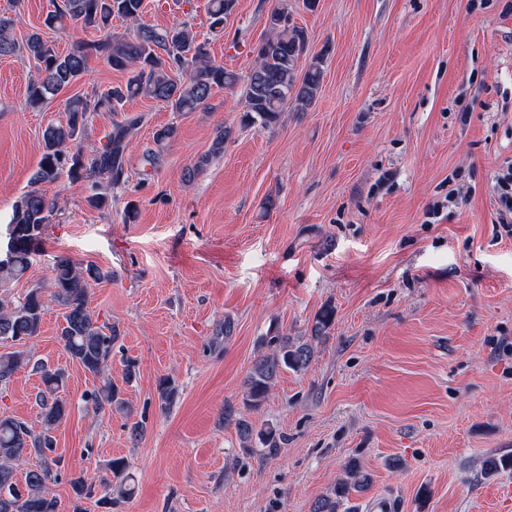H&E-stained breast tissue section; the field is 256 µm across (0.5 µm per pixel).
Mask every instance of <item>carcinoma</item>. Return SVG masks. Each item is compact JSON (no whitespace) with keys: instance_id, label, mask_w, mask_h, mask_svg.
Returning <instances> with one entry per match:
<instances>
[{"instance_id":"cac0c4a2","label":"carcinoma","mask_w":512,"mask_h":512,"mask_svg":"<svg viewBox=\"0 0 512 512\" xmlns=\"http://www.w3.org/2000/svg\"><path fill=\"white\" fill-rule=\"evenodd\" d=\"M43 25L51 31L67 25L103 32L98 40L81 42L68 52L59 51L43 37L42 31L29 33L24 41L14 37L11 22L0 18V57L19 56L34 61L37 78L27 92L33 108L42 107L48 96L79 79L87 69L90 55L102 56L117 71L129 73L125 83L101 93L73 95L65 105L63 119L49 125L42 135V154L37 169L30 177L29 189L13 204L10 224L13 225L15 249L11 261L0 264V286L22 277L31 256L42 239L48 224L62 211L58 197H49L45 186L62 176L72 182L91 183L87 203L98 209L112 204L113 190L124 185L125 163L132 139L142 117L126 116L112 121L106 142L86 151L82 143L87 126L99 112L117 113L136 97L163 102L174 112H194L204 106L214 90H232L240 77L210 59L206 45L196 42L188 26L156 28L142 21L144 0H51ZM235 6V0H209L211 26H222ZM129 23L132 33H111L112 18ZM307 42L303 30L294 24H270V34L252 47L255 65L245 79L242 121L258 124L264 129L281 122L288 105L303 110L320 91L322 60L312 59L305 70L300 60L306 55ZM112 277L109 271L93 265H80L66 256L57 257L50 275L51 291L30 289L23 298L7 301L0 294V341L21 346L39 336L44 312L54 303L62 310L63 322L59 342L73 364L94 376L101 374L112 358L118 339L116 330L89 309L91 284ZM335 320V309L324 305L310 326V338H292L286 334L272 336L261 345L268 350L259 355L248 372L244 386L243 406L259 409L280 373L301 372L314 356L311 340L325 336ZM33 364L41 374L43 388L35 396L43 428L37 433L27 423L10 416H0V512H59V503L51 495L48 483L65 468L64 458L57 453L53 432L67 416V402L60 395L66 380L62 368L50 369L18 349L0 354V383L8 381L17 368ZM161 409L170 408L178 396V387L169 378L157 385ZM87 399L103 408L119 413L130 412L121 389L107 382L87 394ZM235 411H224V421L235 422L242 447L258 442L264 448H278L281 436L273 427L255 430L252 422ZM35 456L38 464L25 469L24 478L17 471ZM482 473L496 475L512 470V456L489 455L482 460ZM129 463L123 458L112 460V478L103 482L105 497L112 492L131 496L127 485ZM371 477L357 461L345 466L335 486L312 505V512H341L352 492H361ZM75 494L73 512H83L81 501L93 496V487L83 475L71 479Z\"/></svg>"}]
</instances>
